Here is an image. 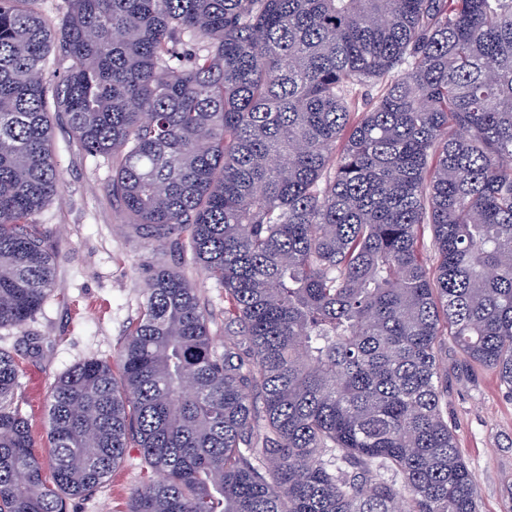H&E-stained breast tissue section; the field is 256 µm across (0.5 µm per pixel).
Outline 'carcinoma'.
Masks as SVG:
<instances>
[{
    "mask_svg": "<svg viewBox=\"0 0 512 512\" xmlns=\"http://www.w3.org/2000/svg\"><path fill=\"white\" fill-rule=\"evenodd\" d=\"M32 2L0 0V329L54 291L60 121L226 336L154 264L119 374L51 385L49 480L0 350V512H65L132 443L126 512H479L439 352L512 392V0ZM181 271L191 282L199 286L202 304L212 312L210 325L218 352L224 351V298L219 288H212L210 283L201 282L199 269L194 265H183Z\"/></svg>",
    "mask_w": 512,
    "mask_h": 512,
    "instance_id": "carcinoma-1",
    "label": "carcinoma"
}]
</instances>
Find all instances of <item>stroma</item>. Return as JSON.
I'll list each match as a JSON object with an SVG mask.
<instances>
[{"label":"stroma","instance_id":"obj_1","mask_svg":"<svg viewBox=\"0 0 512 512\" xmlns=\"http://www.w3.org/2000/svg\"><path fill=\"white\" fill-rule=\"evenodd\" d=\"M52 150L65 182L62 195L37 216L56 257L55 290L24 326L0 329V349L21 353L16 405L28 418L33 451L52 467L46 429L49 387L90 358L113 359L144 301L150 275L145 243L121 222L112 201V162L85 155L69 129L56 125ZM211 311L216 346L224 344V298L183 266ZM440 362L448 374V423L477 485L480 512H512V393L494 371L467 368L454 343ZM146 474L139 448H128L104 487L69 500L67 512H125Z\"/></svg>","mask_w":512,"mask_h":512}]
</instances>
